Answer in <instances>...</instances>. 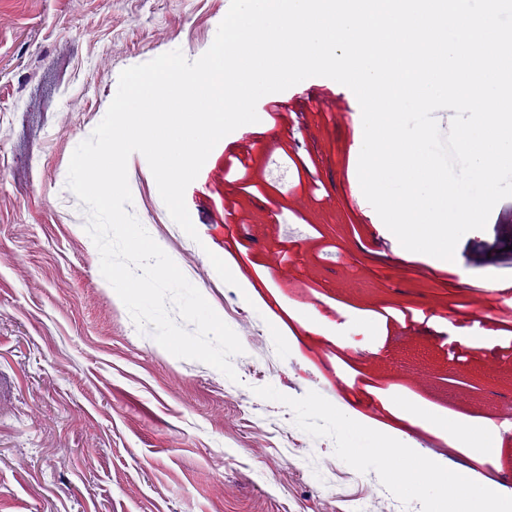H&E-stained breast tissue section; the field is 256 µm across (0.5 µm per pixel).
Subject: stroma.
Returning <instances> with one entry per match:
<instances>
[{
	"label": "stroma",
	"mask_w": 512,
	"mask_h": 512,
	"mask_svg": "<svg viewBox=\"0 0 512 512\" xmlns=\"http://www.w3.org/2000/svg\"><path fill=\"white\" fill-rule=\"evenodd\" d=\"M229 6L0 0V512H438L449 475L477 454L427 419L495 421L512 406V333L489 307L512 290V197L460 239L458 271L400 256L353 185L358 100L326 77L278 93L284 121L260 104L258 122L217 143L185 191L197 238L145 157H129L127 210L239 336L238 378L139 331L100 272L70 158L123 69L175 49L198 59ZM250 159L266 184L248 196ZM309 310L324 333L304 329ZM359 370L378 388H350ZM458 371L473 388L449 385ZM408 402L422 419L405 417ZM357 428L434 468L394 477L393 459L347 450ZM482 469L512 512V438Z\"/></svg>",
	"instance_id": "stroma-1"
}]
</instances>
